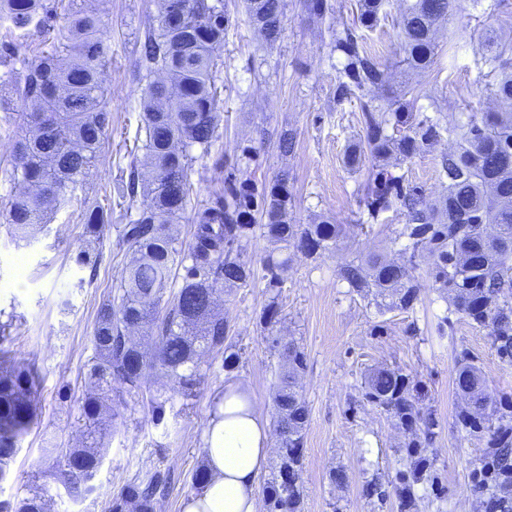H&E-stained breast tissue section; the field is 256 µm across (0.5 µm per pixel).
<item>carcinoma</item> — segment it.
<instances>
[{
  "instance_id": "cac0c4a2",
  "label": "carcinoma",
  "mask_w": 512,
  "mask_h": 512,
  "mask_svg": "<svg viewBox=\"0 0 512 512\" xmlns=\"http://www.w3.org/2000/svg\"><path fill=\"white\" fill-rule=\"evenodd\" d=\"M385 0H358L357 22L375 28ZM263 39L275 43L282 31L284 0H243ZM453 0H414L402 15V62L425 70L435 55V25L448 17ZM17 28L30 25L55 33L51 48L20 60L18 84L0 83V99L21 103L23 124L13 143L5 179L22 188L8 202L5 221L23 236L50 223L71 202L101 155L112 112L106 102L102 70L110 46L103 37V20L96 9L67 8L47 0H0V21ZM229 17L224 0H160L157 26L140 40L139 70L148 78L166 74L161 86L148 82L143 91L141 130L145 160L130 161L119 194L133 203L125 223L116 226L118 244L131 254L113 285L114 295L97 310L92 343L95 355L89 390L81 400L83 427L78 448H51V475L70 495L92 490L103 459V435L108 422L142 409L160 421L164 400L148 392L152 373L168 378L186 399L196 396L203 374L202 360L220 355L224 370L235 369L239 351L231 327L219 310L224 288L248 285L255 273L242 250L260 234L272 250L263 259L269 297L259 315L273 349H282L285 365L273 397L277 461L264 479V512H300V470L309 412L293 385L305 367V355L295 345L281 344L274 334L279 323V288L286 280L290 252L315 259L333 249L343 234L340 224H292L288 205L292 186L281 175L260 184L239 180L233 172L215 177V188L193 216L188 244L173 231L191 202L195 152L205 156L219 139L220 99L215 84V50L224 42ZM336 49L346 57L347 81L339 94L364 92L384 82V70L360 46L354 30L336 33ZM505 52L488 62L501 71L493 95L501 111L484 113L461 134L458 148L443 157L440 177L447 193L431 204L417 187L406 186L386 161L410 159L458 127L443 117L416 118L410 102L397 99L388 110L364 105L365 143L379 161L365 183L362 204L372 219L397 208L408 220L400 235L408 239L407 262L371 257L346 263L340 277L363 297L380 298V306L409 310L418 301V285L411 274L415 258L431 260L429 274L467 318L489 328L500 358L512 362V71L503 64ZM407 129L400 137L386 132L388 124ZM84 236L97 238L112 221L100 206L82 212ZM496 225L490 239L485 226ZM484 254V262L466 268L459 256ZM182 272V283L163 299L165 287ZM486 379L473 365L461 367L457 387L477 408L492 402ZM363 400L395 421L408 438L406 447L421 448L435 435L436 420L417 406L418 387L395 369H378L368 378ZM40 380L35 363L16 359L0 349V480L4 479L20 437L38 418ZM498 417L487 426L471 411L459 417L469 434L489 433L498 465L506 469L512 458V403L495 404ZM171 475L159 470L136 472L113 498L110 512H156L168 492ZM51 496L45 484L5 512H48Z\"/></svg>"
}]
</instances>
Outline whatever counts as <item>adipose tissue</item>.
<instances>
[{"instance_id": "ef3b65f1", "label": "adipose tissue", "mask_w": 512, "mask_h": 512, "mask_svg": "<svg viewBox=\"0 0 512 512\" xmlns=\"http://www.w3.org/2000/svg\"><path fill=\"white\" fill-rule=\"evenodd\" d=\"M202 443L208 479L182 512H258L255 486L272 452L271 431L245 387L226 384Z\"/></svg>"}]
</instances>
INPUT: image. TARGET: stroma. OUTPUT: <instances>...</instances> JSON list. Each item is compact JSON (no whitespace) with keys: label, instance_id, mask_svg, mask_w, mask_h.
I'll return each mask as SVG.
<instances>
[{"label":"stroma","instance_id":"35a3bbf8","mask_svg":"<svg viewBox=\"0 0 512 512\" xmlns=\"http://www.w3.org/2000/svg\"><path fill=\"white\" fill-rule=\"evenodd\" d=\"M90 2L102 14L112 50L103 73L112 126L92 177L77 195L111 210L112 223L90 241L74 206L60 209L47 231L29 238L12 235L0 219V324L9 326L0 344L35 362L42 394L38 420L19 441L10 473L0 481L2 502H15L49 481L47 449L70 448L80 440L79 405L94 355L97 309L111 297L113 281L129 259L116 232L127 208L118 184L132 156L144 152L136 137L145 86L137 47L156 21L158 0H75L79 6ZM304 2L286 0L282 34L271 46L255 32L242 5H230L216 73L220 139L194 164L202 178L192 202L208 199L214 168L245 169L251 153L260 163L257 181L288 175L293 223L327 220L345 228L333 251L316 259L295 254L280 290L279 334L297 344L306 359L298 381L309 409L302 448L303 512H404L397 489L414 463L405 434L361 395L366 378L383 366L416 383L422 406L438 421L432 443L420 451L429 466L413 484L420 512H485L497 491L495 480L484 474L493 450L487 438L468 435L458 424L466 402L456 386L457 370L462 361L471 362L484 373L491 395L508 399L512 364L500 359L487 328L464 317L437 288L427 259L416 261L420 294L407 311H386L374 297L351 293L339 268L370 254L404 259L406 241L397 235L407 221L404 212L392 209L369 220L360 200L373 160L365 153L359 166L347 162L351 149L364 144V102L383 105L404 95L417 115H443L460 125L496 111L492 88L498 74L484 59L489 42L512 47V0H455L437 26L436 54L425 72L403 64L398 19L406 0H389L374 30L356 32L382 63L385 81L345 97L337 87L346 60L333 33L352 23L357 0H323L320 18ZM1 41L11 43L15 55L0 58V81H20L21 58L51 46L47 35L7 22H0ZM284 129L296 140L285 156L277 150ZM455 146L454 137L443 136L419 155L394 161L393 171L437 201L446 187L439 176L441 159ZM367 221L372 229L366 235L358 225ZM270 249L260 236L246 244L243 257L258 274L248 286L224 296V315L240 349L236 368L228 372L222 358L205 359V381L191 399L174 391L167 378L151 375L152 390L166 399L161 422L139 413L127 417L106 440L94 491L76 499L64 489L54 490L50 512H108L113 497L141 468L173 471L175 482L158 512H181L182 500L195 492L191 477L203 462L202 435L225 384L247 386L258 407L271 412L279 358L258 323L268 298L259 271ZM83 250L99 254L96 266L77 263Z\"/></svg>","mask_w":512,"mask_h":512}]
</instances>
